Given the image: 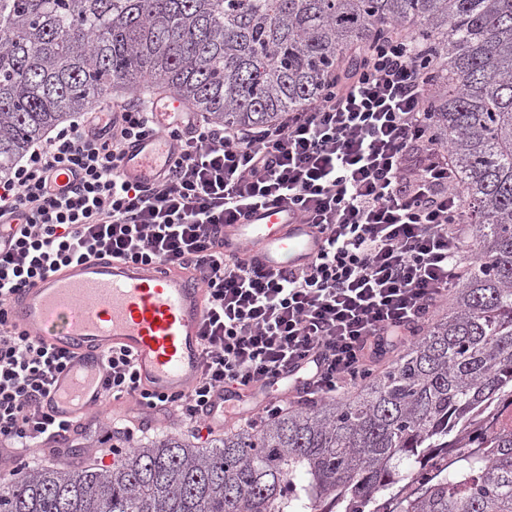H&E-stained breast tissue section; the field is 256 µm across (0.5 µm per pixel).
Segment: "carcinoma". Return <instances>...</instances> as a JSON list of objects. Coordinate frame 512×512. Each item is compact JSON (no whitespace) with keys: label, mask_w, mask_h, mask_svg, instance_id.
<instances>
[{"label":"carcinoma","mask_w":512,"mask_h":512,"mask_svg":"<svg viewBox=\"0 0 512 512\" xmlns=\"http://www.w3.org/2000/svg\"><path fill=\"white\" fill-rule=\"evenodd\" d=\"M0 178L112 97L173 91L215 124L271 125L400 26L434 61L428 109L474 217L470 269L421 339L353 394L258 433L175 435L102 468H19L0 512H512V0H0Z\"/></svg>","instance_id":"carcinoma-1"}]
</instances>
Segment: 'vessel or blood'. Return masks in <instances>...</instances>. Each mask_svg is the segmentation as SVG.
I'll return each instance as SVG.
<instances>
[{
	"label": "vessel or blood",
	"instance_id": "b4317fda",
	"mask_svg": "<svg viewBox=\"0 0 512 512\" xmlns=\"http://www.w3.org/2000/svg\"><path fill=\"white\" fill-rule=\"evenodd\" d=\"M177 95L151 96L146 107L160 132L125 150L127 178H161L178 154L165 135ZM225 257L278 271L306 265L322 248L312 225L286 207H258L225 225ZM203 289L184 272L109 257L72 262L14 294L10 321L34 338L70 351V368L58 374L45 404L57 417L74 418L99 408L103 362L112 347L132 354L151 391L177 396L201 372Z\"/></svg>",
	"mask_w": 512,
	"mask_h": 512
}]
</instances>
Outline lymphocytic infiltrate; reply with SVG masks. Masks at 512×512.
Listing matches in <instances>:
<instances>
[{
  "instance_id": "obj_1",
  "label": "lymphocytic infiltrate",
  "mask_w": 512,
  "mask_h": 512,
  "mask_svg": "<svg viewBox=\"0 0 512 512\" xmlns=\"http://www.w3.org/2000/svg\"><path fill=\"white\" fill-rule=\"evenodd\" d=\"M359 56L276 124L178 121L168 134L180 151L151 183L122 174L126 146L158 133L141 100L81 113L32 143L0 180L1 445L20 452L75 427L43 407L66 352L7 316L17 290L74 259L104 252L195 272L205 290L197 384L177 397L153 393L122 350L107 353L101 381L103 402L177 405L195 431L217 392L261 395L284 378L298 398H335L425 331L457 281L487 259L464 251L470 217L453 146L426 107L422 41L395 31ZM269 203L298 210L322 236L305 266L262 272L225 259L218 225Z\"/></svg>"
}]
</instances>
